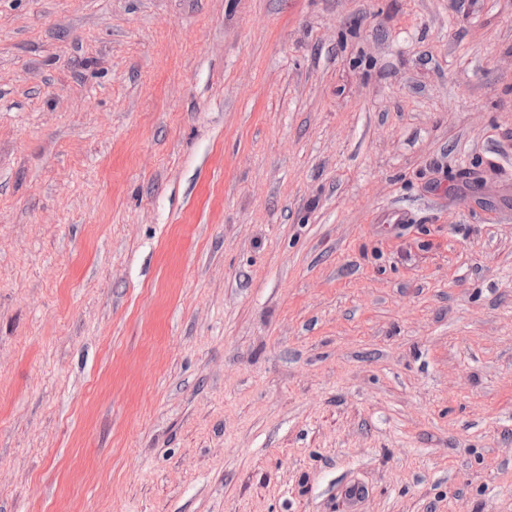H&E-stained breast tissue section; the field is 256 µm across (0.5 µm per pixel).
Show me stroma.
Segmentation results:
<instances>
[{"label": "stroma", "instance_id": "obj_1", "mask_svg": "<svg viewBox=\"0 0 512 512\" xmlns=\"http://www.w3.org/2000/svg\"><path fill=\"white\" fill-rule=\"evenodd\" d=\"M0 512H512V0H0Z\"/></svg>", "mask_w": 512, "mask_h": 512}]
</instances>
